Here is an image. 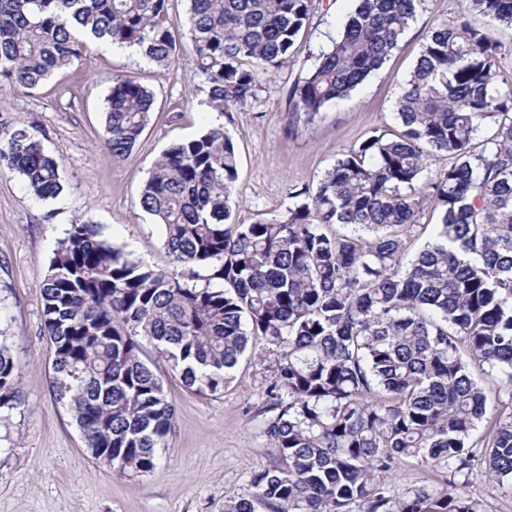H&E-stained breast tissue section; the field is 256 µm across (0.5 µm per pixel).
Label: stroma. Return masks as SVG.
<instances>
[{"mask_svg":"<svg viewBox=\"0 0 512 512\" xmlns=\"http://www.w3.org/2000/svg\"><path fill=\"white\" fill-rule=\"evenodd\" d=\"M461 5L425 0L380 73L308 125L293 122L288 91L338 36L354 0H320L297 39L291 66L266 77L246 107L224 114L207 106L206 86L192 62L187 0H170L167 14L183 47L179 66L163 70L131 53L97 49L81 64L55 71L32 93L0 83V135L23 127L47 152L63 156V191L53 199L36 198L18 176L0 175V330L11 336L24 364L21 403L0 412V512H224L225 493H250L252 474L274 463L273 445L261 431L267 363L251 351L222 393L204 396L187 389L153 347L144 346L142 359L163 376L175 406L168 445L142 477L115 475L91 456L51 386L54 352L43 333L39 285L52 251L71 224L88 219L135 257L170 268L163 229L140 208L138 194L167 148L218 124L239 156L234 222L286 216L296 193L315 186L341 153L372 131H399L396 102L426 33ZM115 74L134 77L155 96L139 142L123 157L103 145ZM443 484L441 471L412 458L401 460L386 479L395 496Z\"/></svg>","mask_w":512,"mask_h":512,"instance_id":"1","label":"stroma"}]
</instances>
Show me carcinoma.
Segmentation results:
<instances>
[{"label":"carcinoma","mask_w":512,"mask_h":512,"mask_svg":"<svg viewBox=\"0 0 512 512\" xmlns=\"http://www.w3.org/2000/svg\"><path fill=\"white\" fill-rule=\"evenodd\" d=\"M193 62L215 112L246 106L288 66L317 0H188ZM424 0H357L341 34L288 93L311 123L379 72ZM168 0H0V81L38 89L92 44L136 46L179 63ZM512 27V0H462L429 28L397 102L402 130L344 152L284 219L231 221L238 155L224 126L176 143L140 191L172 268L157 270L98 225H70L40 284L54 347L52 388L85 447L143 476L173 429L174 406L140 357L148 343L186 387L217 394L249 345L273 356L263 433L277 452L224 512H480L476 469L512 482V74L471 23ZM153 93L112 76L105 145L132 151ZM493 133L475 146L486 127ZM446 154L451 162L436 166ZM0 173L38 198L62 189L60 159L24 128L0 139ZM440 215L411 258L422 213ZM206 274H200V271ZM203 285H198V281ZM506 375L487 386L475 372ZM22 362L0 332V409L18 405ZM402 458L447 473L438 491L395 497Z\"/></svg>","instance_id":"carcinoma-1"}]
</instances>
